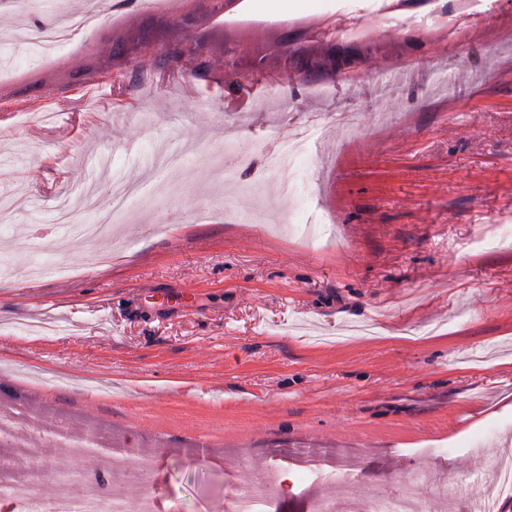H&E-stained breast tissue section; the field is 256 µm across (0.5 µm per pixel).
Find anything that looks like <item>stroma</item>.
Returning <instances> with one entry per match:
<instances>
[{"label":"stroma","mask_w":512,"mask_h":512,"mask_svg":"<svg viewBox=\"0 0 512 512\" xmlns=\"http://www.w3.org/2000/svg\"><path fill=\"white\" fill-rule=\"evenodd\" d=\"M495 2L243 0L224 17L213 0H0V196L26 202L0 224V399L38 446L16 483L49 493L100 467L59 447L63 424L150 456L148 474L109 475L157 512H224L228 483L270 467L283 512H301L323 489L295 480L301 448L352 463L330 485L341 501L418 468L428 496L474 476L512 512L489 466L512 449V0ZM64 11L99 21L44 54ZM330 24L371 52L359 81L326 75L338 98L311 95L309 73L266 93L224 71L225 44H244L241 70L274 67ZM187 32L203 78L141 67ZM341 106L350 136L327 123L268 166L277 128ZM230 147L253 159L232 184ZM129 178L142 199L109 220ZM78 188L98 199L80 223L107 231L59 253L55 206Z\"/></svg>","instance_id":"stroma-1"}]
</instances>
